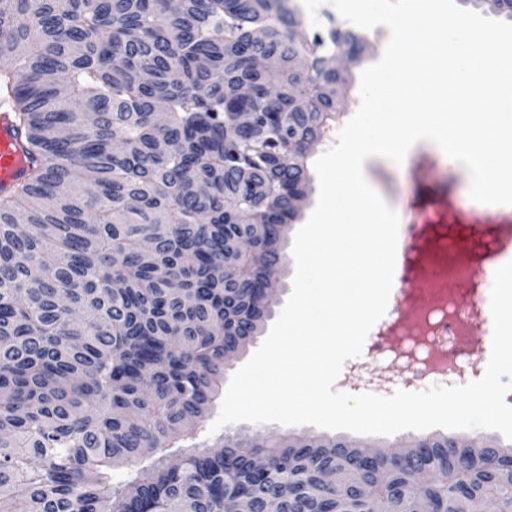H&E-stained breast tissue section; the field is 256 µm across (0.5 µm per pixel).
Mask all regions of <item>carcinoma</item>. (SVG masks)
I'll return each instance as SVG.
<instances>
[{
  "label": "carcinoma",
  "instance_id": "1",
  "mask_svg": "<svg viewBox=\"0 0 512 512\" xmlns=\"http://www.w3.org/2000/svg\"><path fill=\"white\" fill-rule=\"evenodd\" d=\"M295 2L0 0L31 160L0 196V512H448L461 491L512 512V445L422 436L366 465L342 436L256 435L258 468L235 435L189 443L268 316L254 289L344 82L326 60L365 39ZM148 448V477L112 484Z\"/></svg>",
  "mask_w": 512,
  "mask_h": 512
}]
</instances>
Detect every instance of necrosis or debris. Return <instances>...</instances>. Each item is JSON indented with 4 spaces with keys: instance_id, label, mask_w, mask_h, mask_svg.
I'll use <instances>...</instances> for the list:
<instances>
[{
    "instance_id": "1",
    "label": "necrosis or debris",
    "mask_w": 512,
    "mask_h": 512,
    "mask_svg": "<svg viewBox=\"0 0 512 512\" xmlns=\"http://www.w3.org/2000/svg\"><path fill=\"white\" fill-rule=\"evenodd\" d=\"M413 222L403 225L397 250V286L389 296L386 320L367 353L346 363L341 387L386 393L394 383L388 361L400 360L410 379L460 385L485 372L490 344L470 338L473 322L490 317V289L495 271L512 261V239L493 236L478 250L457 236L448 203L416 207ZM466 279L467 287L440 286L439 278Z\"/></svg>"
}]
</instances>
